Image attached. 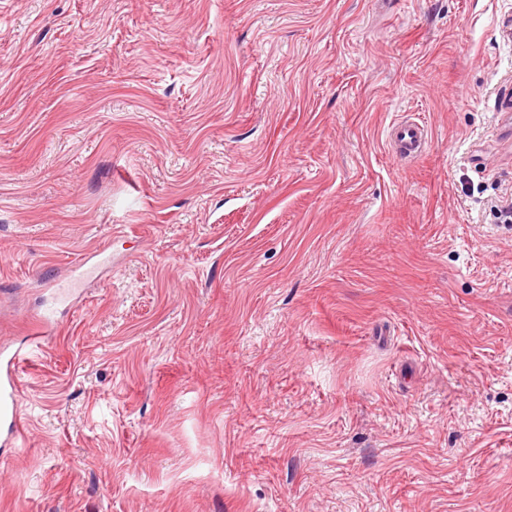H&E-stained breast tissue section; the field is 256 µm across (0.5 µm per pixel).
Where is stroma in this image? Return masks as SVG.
<instances>
[{
    "instance_id": "stroma-1",
    "label": "stroma",
    "mask_w": 512,
    "mask_h": 512,
    "mask_svg": "<svg viewBox=\"0 0 512 512\" xmlns=\"http://www.w3.org/2000/svg\"><path fill=\"white\" fill-rule=\"evenodd\" d=\"M507 112L512 0H0V512H512ZM393 154L400 160L418 157L426 145L425 127L416 121L397 122L389 131ZM21 350L0 352V446L13 447L22 436L24 423L18 411L21 393L19 367Z\"/></svg>"
}]
</instances>
